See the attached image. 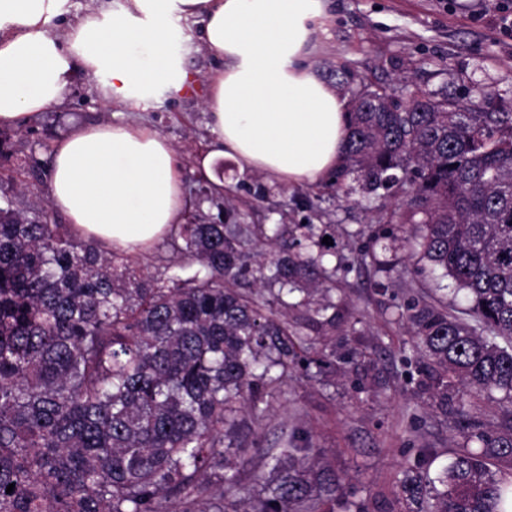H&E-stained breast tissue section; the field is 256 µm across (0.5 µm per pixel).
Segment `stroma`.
Here are the masks:
<instances>
[{"label": "stroma", "instance_id": "35a3bbf8", "mask_svg": "<svg viewBox=\"0 0 512 512\" xmlns=\"http://www.w3.org/2000/svg\"><path fill=\"white\" fill-rule=\"evenodd\" d=\"M512 0H332L330 38L319 40L311 56L323 79L336 66H346L358 79L390 83L397 91L422 87L448 90L475 112H512V34L499 27L503 8ZM86 121L126 122L157 130L177 152L185 189V211L196 221L216 214L211 183L231 187L235 204L249 211L250 223L274 224L280 217L299 224L307 212L293 208L294 196L317 191L321 207L332 222L371 232L372 216L353 204L338 202L327 179L287 185L275 178L243 170L230 158L203 166L209 131L200 97L164 98L146 112H129L105 103L94 81L71 86L64 106L0 128V197L11 198L29 216L50 207L51 149L74 124ZM370 268L354 267L341 278L345 301L361 318L369 344L381 352L374 361L349 364L355 344L336 334L333 345L347 361L344 372L324 382L289 380L285 394L274 401L261 424L247 423L246 441L258 446L242 458L238 498H248L267 471L265 455L276 448L282 433H307L315 455L345 479L344 494L360 502L366 512H389L400 495L398 480L406 461L419 449H434L438 465L448 463L462 445L465 422L493 427L498 423L482 403L451 404L441 414L418 409V399L403 384L402 368L390 349L409 341L404 326L390 321L383 310L391 297L433 293L451 288L448 279L418 281L404 272L390 295L374 290ZM363 383L364 393L354 391ZM418 409L420 419L409 423L407 412Z\"/></svg>", "mask_w": 512, "mask_h": 512}]
</instances>
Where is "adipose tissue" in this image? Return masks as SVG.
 I'll return each mask as SVG.
<instances>
[{"mask_svg": "<svg viewBox=\"0 0 512 512\" xmlns=\"http://www.w3.org/2000/svg\"><path fill=\"white\" fill-rule=\"evenodd\" d=\"M330 0H124L72 14L71 0H0V124L63 105L77 76L137 112L160 96L201 93L211 156L287 184L338 165L347 138L340 90L310 55L329 33ZM198 40L219 67L205 87L178 41ZM50 201L75 231L138 254L183 211L180 163L158 132L80 124L52 149Z\"/></svg>", "mask_w": 512, "mask_h": 512, "instance_id": "adipose-tissue-1", "label": "adipose tissue"}]
</instances>
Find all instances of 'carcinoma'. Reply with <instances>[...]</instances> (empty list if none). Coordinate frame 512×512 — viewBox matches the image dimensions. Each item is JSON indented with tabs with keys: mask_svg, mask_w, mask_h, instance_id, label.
<instances>
[{
	"mask_svg": "<svg viewBox=\"0 0 512 512\" xmlns=\"http://www.w3.org/2000/svg\"><path fill=\"white\" fill-rule=\"evenodd\" d=\"M336 198L358 183L377 202L371 243L340 224L244 223L226 205L181 224L180 259L162 281L49 217L0 206V512H335L342 480L283 433L268 475L237 487L243 417L258 424L290 376L336 369L320 338L361 342L333 300L336 273L370 266L384 295L407 263L449 278L439 297L393 305L414 343L397 350L420 399L448 411L465 390L496 404L499 427L467 424L463 448L431 475L420 449L399 479L401 512H505L512 472V112H471L417 89L353 84ZM329 236L333 244L322 243ZM193 272H187L192 266ZM13 492L6 493L8 485Z\"/></svg>",
	"mask_w": 512,
	"mask_h": 512,
	"instance_id": "1",
	"label": "carcinoma"
}]
</instances>
